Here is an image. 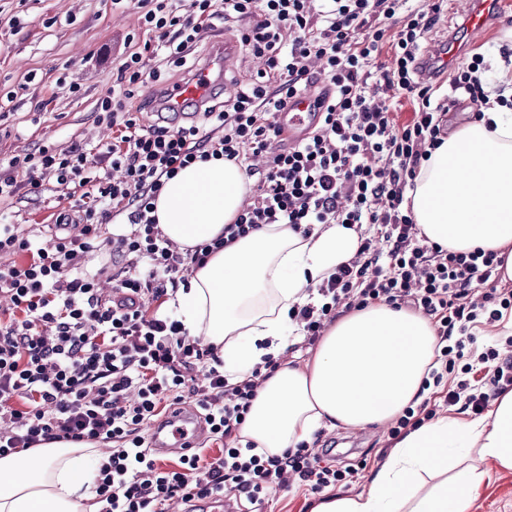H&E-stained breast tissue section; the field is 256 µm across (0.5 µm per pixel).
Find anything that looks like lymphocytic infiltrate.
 <instances>
[{
	"label": "lymphocytic infiltrate",
	"instance_id": "f902f5d3",
	"mask_svg": "<svg viewBox=\"0 0 512 512\" xmlns=\"http://www.w3.org/2000/svg\"><path fill=\"white\" fill-rule=\"evenodd\" d=\"M445 0H138L143 45L117 68L118 95L100 99L94 121L112 139L60 148L39 143L0 172V202L54 187L63 205L50 224H0V458L56 442L97 443L106 453L94 480L99 512H162L166 502L216 496L264 503L295 480L322 491L350 485L354 466L327 462L307 445L270 455L241 443L239 429L277 368L264 357L250 375L224 373L220 348L191 336L170 308L179 287L217 252L268 224L310 234L318 224L357 232L354 257L316 288L317 301L289 312L313 346L340 310L384 303L433 319L439 344L424 387L454 375L448 406L482 415L491 394L512 385V360L475 350L474 331L512 311L497 251L428 242L408 193L422 160L447 130L448 97L461 94L475 118L491 104L481 53L449 80L448 95L419 64L423 39ZM400 19L399 29L390 22ZM236 28L266 68L195 121L147 123L130 104L146 82L178 71L214 21ZM394 65H378L384 45ZM330 90L301 143L274 148L276 115L315 83ZM418 104L398 124L392 100ZM222 158L256 184L235 220L211 242L180 249L152 214L166 180L198 161ZM121 171L113 179L112 171ZM111 263L92 272L91 256ZM190 403L209 444L168 468L148 435Z\"/></svg>",
	"mask_w": 512,
	"mask_h": 512
}]
</instances>
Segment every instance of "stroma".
Returning <instances> with one entry per match:
<instances>
[{
    "instance_id": "stroma-1",
    "label": "stroma",
    "mask_w": 512,
    "mask_h": 512,
    "mask_svg": "<svg viewBox=\"0 0 512 512\" xmlns=\"http://www.w3.org/2000/svg\"><path fill=\"white\" fill-rule=\"evenodd\" d=\"M136 0H0V157L34 144L60 146L107 139L93 122L99 98L113 86L112 67L137 32ZM80 85L79 95L69 85ZM12 101H5V93ZM321 441L335 444L338 464L363 462L354 482L336 486L353 495L385 463L392 446L387 425L361 429L322 426ZM488 479L470 512H512V472L482 464ZM318 496L299 483L273 491L260 507L244 512H311Z\"/></svg>"
}]
</instances>
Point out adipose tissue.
Returning a JSON list of instances; mask_svg holds the SVG:
<instances>
[{"label": "adipose tissue", "instance_id": "ef3b65f1", "mask_svg": "<svg viewBox=\"0 0 512 512\" xmlns=\"http://www.w3.org/2000/svg\"><path fill=\"white\" fill-rule=\"evenodd\" d=\"M415 220L445 248L505 253L512 280V108L495 105L422 162ZM248 188L239 165L194 163L166 181L155 201L164 233L188 248L223 234ZM359 247L354 230L319 224L310 235L273 224L208 260L174 301L190 334L221 346L224 372L240 379L264 356L281 358L293 331L289 310ZM431 320L385 304L339 317L304 366L282 361L240 429L243 441L278 453L311 441L323 422L381 424L422 398L435 357ZM91 443H52L0 458V512H97L88 492ZM494 460L512 471V390L487 416H443L396 442L367 491L337 495L317 512H469Z\"/></svg>", "mask_w": 512, "mask_h": 512}]
</instances>
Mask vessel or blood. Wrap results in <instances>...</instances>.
Segmentation results:
<instances>
[{"instance_id":"1","label":"vessel or blood","mask_w":512,"mask_h":512,"mask_svg":"<svg viewBox=\"0 0 512 512\" xmlns=\"http://www.w3.org/2000/svg\"><path fill=\"white\" fill-rule=\"evenodd\" d=\"M451 6L463 18L461 36L449 44L441 43L431 47L421 57L422 65L446 61L447 57L462 54L466 46L485 39L493 22L512 7V0H452ZM239 49L237 39L225 37L200 68L180 83L178 88L164 94V105L172 121H179L189 111L201 109L214 94L219 75L234 63ZM317 98V93L311 92L289 99L285 108L278 113L277 119L289 143L300 141L316 126L319 118L315 106ZM201 436L202 429L196 421V413L189 408L181 412L179 423L173 427L167 440H160L158 433L154 432L150 434L149 442L151 448L158 453H187L198 444Z\"/></svg>"}]
</instances>
